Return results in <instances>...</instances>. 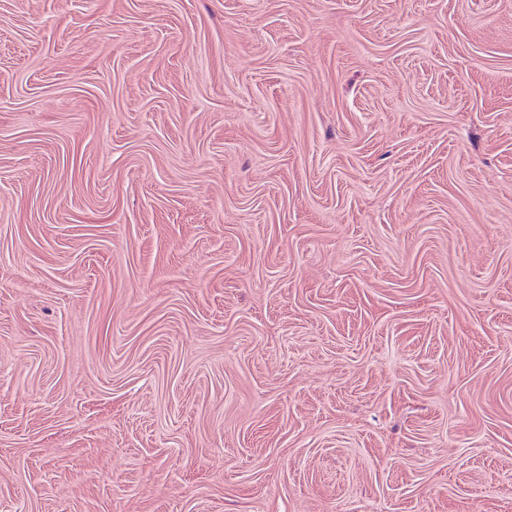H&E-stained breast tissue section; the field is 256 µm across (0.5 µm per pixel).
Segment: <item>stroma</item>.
Listing matches in <instances>:
<instances>
[{
    "label": "stroma",
    "instance_id": "1",
    "mask_svg": "<svg viewBox=\"0 0 512 512\" xmlns=\"http://www.w3.org/2000/svg\"><path fill=\"white\" fill-rule=\"evenodd\" d=\"M0 512H512V0H0Z\"/></svg>",
    "mask_w": 512,
    "mask_h": 512
}]
</instances>
